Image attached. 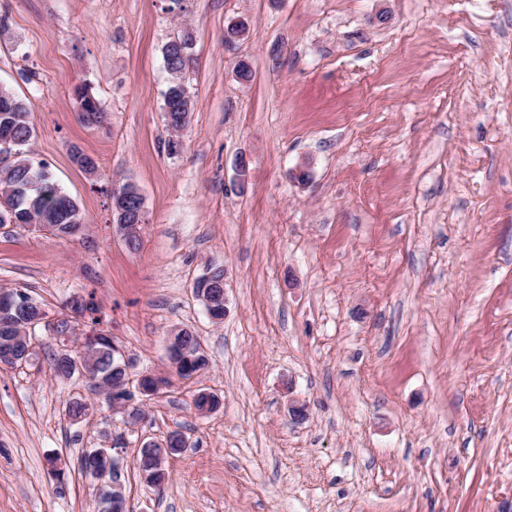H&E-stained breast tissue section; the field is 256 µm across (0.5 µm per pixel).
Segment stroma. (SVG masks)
<instances>
[{"instance_id":"35a3bbf8","label":"stroma","mask_w":512,"mask_h":512,"mask_svg":"<svg viewBox=\"0 0 512 512\" xmlns=\"http://www.w3.org/2000/svg\"><path fill=\"white\" fill-rule=\"evenodd\" d=\"M185 29L172 154L162 47ZM80 84L102 125L80 122ZM0 87L83 217L71 237L0 228V288L55 319L93 295L135 372L167 370L177 328L208 359L116 451L129 512H512V0H0ZM126 181L145 201L134 252L112 224ZM212 262L218 324L192 293ZM33 334L29 364L0 370V512H99L78 460L121 418L84 377L55 380L58 342ZM202 390L221 401L206 415ZM174 431L159 491L137 451Z\"/></svg>"}]
</instances>
